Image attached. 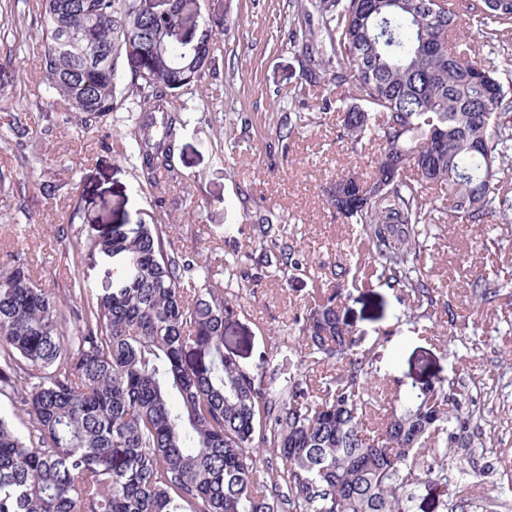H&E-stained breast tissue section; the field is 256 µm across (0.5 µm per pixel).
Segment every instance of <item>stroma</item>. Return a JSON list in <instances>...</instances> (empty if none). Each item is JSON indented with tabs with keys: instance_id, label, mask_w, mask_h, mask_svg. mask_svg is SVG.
<instances>
[{
	"instance_id": "obj_1",
	"label": "stroma",
	"mask_w": 512,
	"mask_h": 512,
	"mask_svg": "<svg viewBox=\"0 0 512 512\" xmlns=\"http://www.w3.org/2000/svg\"><path fill=\"white\" fill-rule=\"evenodd\" d=\"M184 38L229 24L220 52L191 90L178 98L188 125L175 148L177 178L143 184L133 145L140 136L130 109L81 125L47 90L37 60L42 47V0H0V268L26 265L32 279L69 300L75 276L99 283L106 264L73 254L69 238L113 227L171 225L176 248L202 256L232 257L251 245V212L283 213L290 238L311 266L287 283L263 280L246 291L247 304L224 326L225 347L244 368L263 365L278 389L298 370L301 337L293 323L309 308L321 277L357 260L355 225L333 221L320 185L338 170L368 177L375 144L351 148L336 140L341 112L325 109V91L307 87L297 51L285 36L299 0H196ZM304 113L307 126L290 142L287 158L274 156L279 118ZM246 124H230V115ZM22 126L25 136L13 133ZM488 249H481L482 241ZM424 263L463 319L477 326L463 340L449 338L444 312L428 328L397 326L412 305L407 292L371 275L350 288L342 313L361 352L379 373L380 414H388L405 385L461 377L470 400L491 410L482 439L480 479L462 476L467 449H426L434 457L417 473L411 512H512V292L494 301L475 298L470 281L512 282V222L442 224Z\"/></svg>"
}]
</instances>
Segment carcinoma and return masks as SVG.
Wrapping results in <instances>:
<instances>
[{
    "instance_id": "carcinoma-1",
    "label": "carcinoma",
    "mask_w": 512,
    "mask_h": 512,
    "mask_svg": "<svg viewBox=\"0 0 512 512\" xmlns=\"http://www.w3.org/2000/svg\"><path fill=\"white\" fill-rule=\"evenodd\" d=\"M192 0L162 18L143 0H43L39 67L60 73L46 89L87 123L131 103L145 182L176 174L175 105L220 50L213 30L170 36ZM316 17L287 42L300 48L305 83L346 90L337 138L376 141L371 176L338 173L322 186L336 219L358 226L364 263L414 297L406 322L448 316L468 329L425 273L435 214L446 224L512 216L488 165L512 159V70L482 67L463 43L469 21L489 43L512 28V0H308ZM165 50H154L155 42ZM131 64L124 70V63ZM166 113L151 139L153 115ZM301 116H286L282 152ZM358 184L359 203L337 189ZM250 249L215 264L173 246L169 224H137L77 242L112 261L97 288L75 279V304L38 287L18 264L0 274V395L19 400V434L0 417V512H410V479L433 436L469 448L480 410H462L460 382L410 384L372 427L376 370L341 314L356 272L330 271L313 306L296 317L305 351L285 391L224 352V323L242 294L215 276L286 281L308 271L284 217L251 216ZM332 361L317 375L307 358Z\"/></svg>"
}]
</instances>
